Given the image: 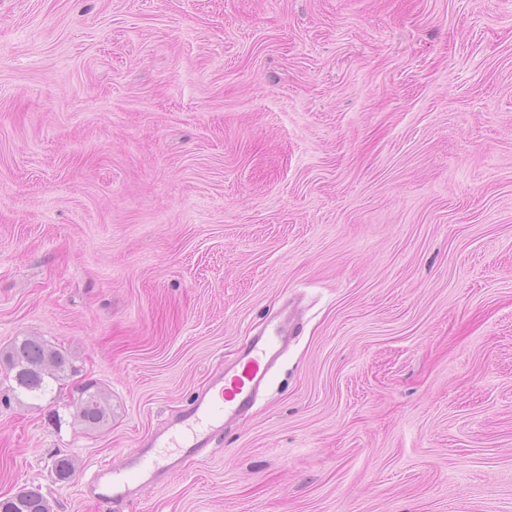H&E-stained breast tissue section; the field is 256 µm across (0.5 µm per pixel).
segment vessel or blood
<instances>
[{
    "label": "vessel or blood",
    "mask_w": 512,
    "mask_h": 512,
    "mask_svg": "<svg viewBox=\"0 0 512 512\" xmlns=\"http://www.w3.org/2000/svg\"><path fill=\"white\" fill-rule=\"evenodd\" d=\"M290 334V317L269 322L265 333L251 340L239 364L214 381L210 393L140 442L120 465L96 470L86 484L89 498L108 512H123L143 486L159 484L169 470L202 454L228 421L253 407Z\"/></svg>",
    "instance_id": "obj_1"
}]
</instances>
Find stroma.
<instances>
[{
  "label": "stroma",
  "instance_id": "obj_1",
  "mask_svg": "<svg viewBox=\"0 0 512 512\" xmlns=\"http://www.w3.org/2000/svg\"><path fill=\"white\" fill-rule=\"evenodd\" d=\"M287 303L257 403L125 512H512V0H0V348L76 367L0 369V499L103 512ZM0 365L12 376L16 389L32 400L53 393V381H60L76 368L65 348L36 336L17 338L0 349ZM93 383H87L81 389L84 399L80 402L79 410L77 411V418L90 430H95L104 427L109 423L112 411L103 400L98 390L92 391Z\"/></svg>",
  "mask_w": 512,
  "mask_h": 512
}]
</instances>
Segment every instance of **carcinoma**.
Listing matches in <instances>:
<instances>
[{
    "mask_svg": "<svg viewBox=\"0 0 512 512\" xmlns=\"http://www.w3.org/2000/svg\"><path fill=\"white\" fill-rule=\"evenodd\" d=\"M0 365L13 373L20 392L33 400H41L53 393V382L60 381L76 368L67 350L36 336L17 338L0 349ZM94 384L87 383L81 389L84 399L80 402L77 418L90 430L109 423L112 411ZM27 507L17 512H51L48 500L37 490L26 491Z\"/></svg>",
    "mask_w": 512,
    "mask_h": 512,
    "instance_id": "obj_1",
    "label": "carcinoma"
}]
</instances>
